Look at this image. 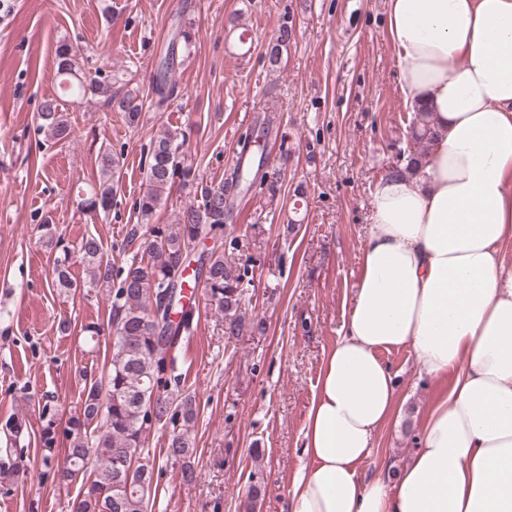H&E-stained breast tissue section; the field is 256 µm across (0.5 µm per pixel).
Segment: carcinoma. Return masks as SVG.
Listing matches in <instances>:
<instances>
[{"label":"carcinoma","instance_id":"cac0c4a2","mask_svg":"<svg viewBox=\"0 0 512 512\" xmlns=\"http://www.w3.org/2000/svg\"><path fill=\"white\" fill-rule=\"evenodd\" d=\"M293 38L292 27L280 25L269 50V62L275 66L283 49ZM77 52L69 44L56 50V74L62 95L43 100L37 118L38 131L51 140L62 141L71 134L64 118L63 103L74 102L89 93L112 100L111 86L81 71L76 65ZM176 53L168 57L151 78L155 109H162L168 99L170 72L176 65ZM144 102L137 94H127L118 101L119 111L135 121ZM435 136L431 113L419 109L411 113L405 147L397 154L391 174H419ZM183 144L172 133L160 135L154 142L145 170L146 191L138 200L142 216H152L166 190L175 179L188 182L191 168L184 165ZM102 183L89 191L81 206L89 210L112 208V178L119 171L120 159L110 151L99 160ZM250 168L240 164L231 179L206 187L198 205L182 211L176 224L153 230L146 241L148 258L134 260L115 290L112 300V356L101 380L90 382L66 429L68 448L65 466L58 470L61 481L81 484L80 495L71 504V512H152L156 486L154 460L150 459L145 439L153 427L172 425L166 457L181 462L185 481L195 477L191 462L194 437L191 429L197 416L196 400L191 394L172 396L181 375L174 373V349L181 338L193 335L192 305L184 304L187 295L175 283L179 260L190 256L194 245L203 238L217 237L224 228L230 198L248 192L252 186ZM78 254L86 267V288H106L112 280L111 265L104 261L101 244L93 237L80 242ZM68 251L56 258L52 283L63 289L77 287L69 271ZM194 282H203L207 301L224 316L225 333L240 335L245 326L241 314L247 286V271L224 258L215 244L197 259ZM173 312L172 320L168 312ZM43 464L55 461L56 443L53 421H48L41 436ZM0 462V483H14L22 464L13 449H5Z\"/></svg>","mask_w":512,"mask_h":512}]
</instances>
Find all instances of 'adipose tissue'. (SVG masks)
<instances>
[{"label": "adipose tissue", "mask_w": 512, "mask_h": 512, "mask_svg": "<svg viewBox=\"0 0 512 512\" xmlns=\"http://www.w3.org/2000/svg\"><path fill=\"white\" fill-rule=\"evenodd\" d=\"M387 15L436 134L419 175L374 189L288 512H512V0H387ZM405 347L419 376L454 381L396 480L365 479L397 406L381 354Z\"/></svg>", "instance_id": "adipose-tissue-1"}]
</instances>
